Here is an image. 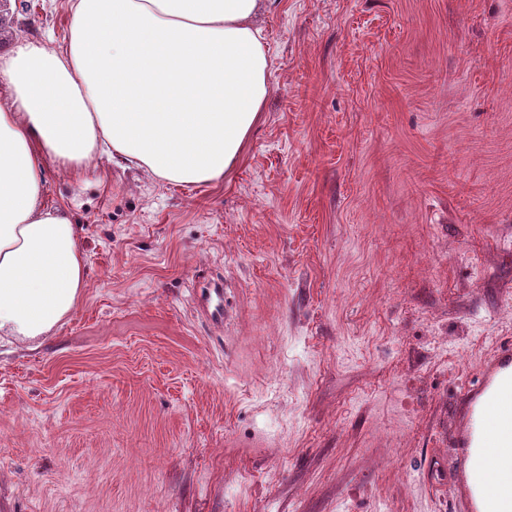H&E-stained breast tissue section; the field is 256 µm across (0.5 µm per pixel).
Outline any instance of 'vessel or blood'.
<instances>
[{"mask_svg": "<svg viewBox=\"0 0 512 512\" xmlns=\"http://www.w3.org/2000/svg\"><path fill=\"white\" fill-rule=\"evenodd\" d=\"M463 420L453 435L448 459V492L453 512H500L512 499V343H503L463 395ZM483 449L496 480L474 468V449Z\"/></svg>", "mask_w": 512, "mask_h": 512, "instance_id": "vessel-or-blood-1", "label": "vessel or blood"}]
</instances>
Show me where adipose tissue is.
Segmentation results:
<instances>
[{
  "mask_svg": "<svg viewBox=\"0 0 512 512\" xmlns=\"http://www.w3.org/2000/svg\"><path fill=\"white\" fill-rule=\"evenodd\" d=\"M267 0H73L64 50L0 55V336L26 342L77 309L86 252L45 201L47 167L101 154L160 181L228 177L269 96Z\"/></svg>",
  "mask_w": 512,
  "mask_h": 512,
  "instance_id": "1",
  "label": "adipose tissue"
}]
</instances>
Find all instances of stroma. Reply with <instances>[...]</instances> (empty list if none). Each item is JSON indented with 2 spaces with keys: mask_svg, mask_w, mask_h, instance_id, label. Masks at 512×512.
Listing matches in <instances>:
<instances>
[{
  "mask_svg": "<svg viewBox=\"0 0 512 512\" xmlns=\"http://www.w3.org/2000/svg\"><path fill=\"white\" fill-rule=\"evenodd\" d=\"M69 19L14 7L0 54ZM262 24L271 90L224 182L48 169L87 288L0 340V512H450L454 407L512 340V0Z\"/></svg>",
  "mask_w": 512,
  "mask_h": 512,
  "instance_id": "1",
  "label": "stroma"
}]
</instances>
